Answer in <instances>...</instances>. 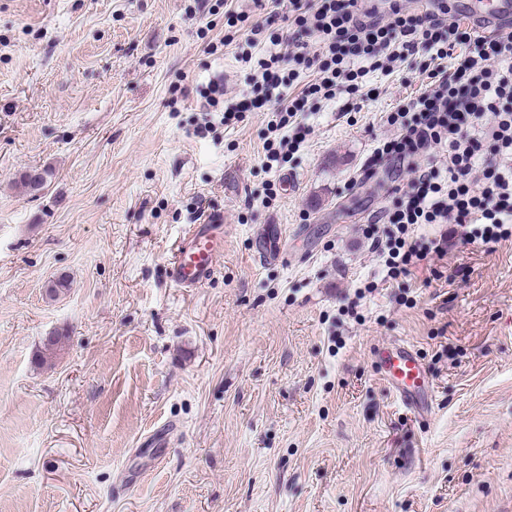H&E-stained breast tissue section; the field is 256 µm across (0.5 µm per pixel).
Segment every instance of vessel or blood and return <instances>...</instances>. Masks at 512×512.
<instances>
[{
	"instance_id": "obj_1",
	"label": "vessel or blood",
	"mask_w": 512,
	"mask_h": 512,
	"mask_svg": "<svg viewBox=\"0 0 512 512\" xmlns=\"http://www.w3.org/2000/svg\"><path fill=\"white\" fill-rule=\"evenodd\" d=\"M458 13L475 21L481 29L512 26V0H490L482 8L481 0H456ZM224 240V219L213 214L202 223L191 225L181 237L170 265L175 287L189 290L206 283L214 273L216 259ZM281 230L268 225L261 240V260L281 257ZM379 373L392 394L406 409L418 415L432 408V394L425 368L414 346L405 341L378 346L375 351Z\"/></svg>"
}]
</instances>
